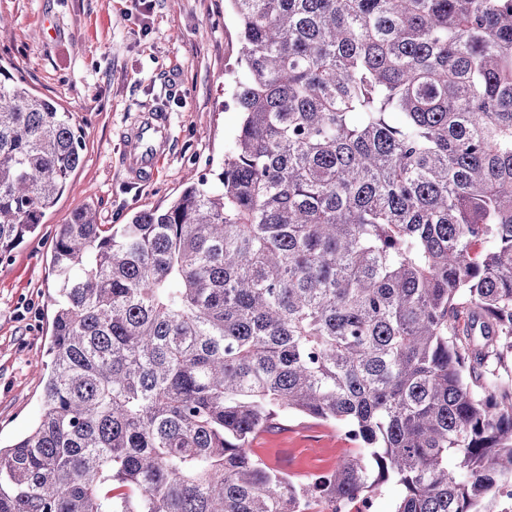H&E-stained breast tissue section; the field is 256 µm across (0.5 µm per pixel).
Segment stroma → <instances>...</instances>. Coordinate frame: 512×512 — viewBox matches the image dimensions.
<instances>
[{"label":"stroma","mask_w":512,"mask_h":512,"mask_svg":"<svg viewBox=\"0 0 512 512\" xmlns=\"http://www.w3.org/2000/svg\"><path fill=\"white\" fill-rule=\"evenodd\" d=\"M0 64L72 113L83 161L34 233L0 262V445L27 434L41 411L57 286L53 246L61 224L94 206L104 224L166 205L188 172L217 173L240 123L231 70L240 44L228 0H0ZM163 110L171 141L155 181L122 167L123 135ZM270 466L308 477L353 454L343 429L285 414L256 435Z\"/></svg>","instance_id":"stroma-1"}]
</instances>
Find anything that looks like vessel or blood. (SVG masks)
<instances>
[{
	"instance_id": "b4317fda",
	"label": "vessel or blood",
	"mask_w": 512,
	"mask_h": 512,
	"mask_svg": "<svg viewBox=\"0 0 512 512\" xmlns=\"http://www.w3.org/2000/svg\"><path fill=\"white\" fill-rule=\"evenodd\" d=\"M170 121L167 113L150 112L143 116L127 138L124 166L137 181L151 180L169 148Z\"/></svg>"
}]
</instances>
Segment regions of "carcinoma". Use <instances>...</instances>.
I'll use <instances>...</instances> for the list:
<instances>
[{"label":"carcinoma","mask_w":512,"mask_h":512,"mask_svg":"<svg viewBox=\"0 0 512 512\" xmlns=\"http://www.w3.org/2000/svg\"><path fill=\"white\" fill-rule=\"evenodd\" d=\"M242 114L216 180L60 226L42 413L0 512H508L512 0H229ZM0 66V260L82 159ZM286 413L358 446L297 478ZM395 498V490L390 486H385L383 493L375 500H359L354 503H342L336 505L338 512H375L377 504V512H391L393 509V500Z\"/></svg>","instance_id":"cac0c4a2"}]
</instances>
